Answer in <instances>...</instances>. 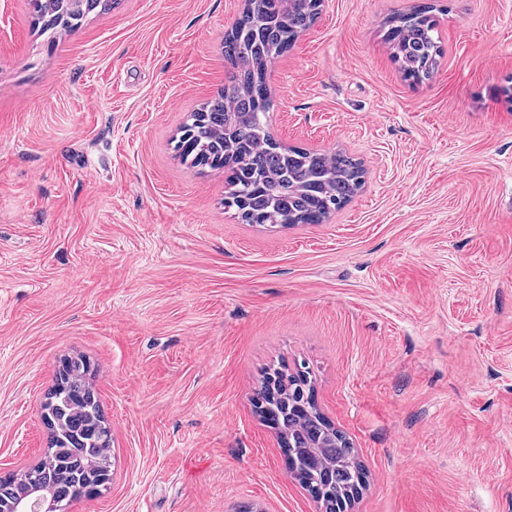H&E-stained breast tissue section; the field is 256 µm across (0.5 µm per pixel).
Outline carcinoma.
Instances as JSON below:
<instances>
[{
    "label": "carcinoma",
    "instance_id": "carcinoma-1",
    "mask_svg": "<svg viewBox=\"0 0 512 512\" xmlns=\"http://www.w3.org/2000/svg\"><path fill=\"white\" fill-rule=\"evenodd\" d=\"M34 16L47 30H72L102 0H29ZM312 0H273L248 8L224 36V87L182 127L177 150L183 161L224 169L230 190L224 206L248 224H321L362 187L359 163L340 152L286 147L272 132L269 61L284 55L316 19ZM386 40L406 76L429 78L442 48L436 22L423 6L394 17ZM88 366L66 358L43 403L48 448L38 463V482L69 508L78 493L97 483L100 466L109 464L110 426L86 381ZM287 382L266 399L275 429L299 463L293 478L305 490L317 489L321 502L347 496L365 470L354 449L322 415L309 394L311 372L288 366L263 375L259 393L271 378ZM21 478L0 476V506L10 509L22 489Z\"/></svg>",
    "mask_w": 512,
    "mask_h": 512
}]
</instances>
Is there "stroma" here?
Masks as SVG:
<instances>
[{
  "instance_id": "1",
  "label": "stroma",
  "mask_w": 512,
  "mask_h": 512,
  "mask_svg": "<svg viewBox=\"0 0 512 512\" xmlns=\"http://www.w3.org/2000/svg\"><path fill=\"white\" fill-rule=\"evenodd\" d=\"M418 2L324 0L271 65L279 141L366 174L270 228L174 150L239 0H110L51 36L0 0V474L43 457L82 356L112 480L69 512H318L254 403L303 363L367 471L352 512H512V0H426L443 55L415 83L385 33Z\"/></svg>"
}]
</instances>
